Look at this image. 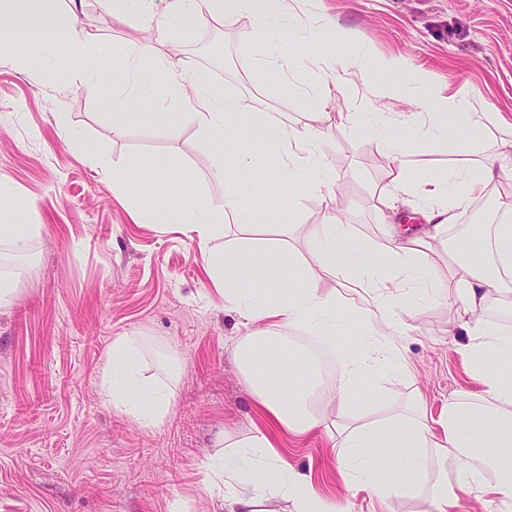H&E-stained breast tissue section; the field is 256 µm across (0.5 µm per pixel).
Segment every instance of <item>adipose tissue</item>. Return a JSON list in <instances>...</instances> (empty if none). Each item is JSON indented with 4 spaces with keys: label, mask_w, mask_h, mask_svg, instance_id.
Instances as JSON below:
<instances>
[{
    "label": "adipose tissue",
    "mask_w": 512,
    "mask_h": 512,
    "mask_svg": "<svg viewBox=\"0 0 512 512\" xmlns=\"http://www.w3.org/2000/svg\"><path fill=\"white\" fill-rule=\"evenodd\" d=\"M149 0H106L116 24L137 19L147 32L146 43L128 46L119 63L130 80H138L142 58H149L154 72L165 78L181 109L169 111L156 101L148 112L126 111L117 99L112 119L113 138H123L132 124L166 123L171 130L190 125L214 140L210 179L222 185L219 204L200 198L184 212L186 229L202 251L209 254V275L223 296L226 308L250 322L234 348L255 410L262 425L239 436L224 432L217 446L227 448L224 465L215 471V482L224 486V512H271V501L286 502L289 512H339L335 503L321 496L310 476L297 472L278 448L282 436L303 438L326 435L338 448L337 475L348 488L365 491L380 504L402 495H421L427 512H459L461 494H468L495 512H512V327H491L484 316L489 305L512 313V204L507 217L483 227V240L466 260L449 267L447 279L438 278L431 259L446 248L449 231L462 208L485 195L495 181L512 180V122L497 112H474L469 93L458 89L439 97L440 112L459 113L461 121L444 126L436 121L418 125L410 112H378L371 133L389 162L391 184L381 198L382 236L377 245L359 243L350 225L337 218L307 225L306 241H320L306 266H298L290 248V226L282 224L276 236L258 240L252 251L253 277L240 284L224 269V258L211 253L210 242L221 229L225 214L240 213L248 194L243 182L231 179L230 169L249 168L251 156L237 154L231 132L247 129L254 140L275 145L276 164L295 192L335 200V181L320 157L331 115L327 106L333 95L324 86L310 97V119L301 126L270 121L266 113L247 109L240 98L218 93L194 70L177 69L166 47L173 35L208 25L221 18L230 22L250 15L262 28L291 18L286 0H168L164 13H154ZM70 20L55 10L38 6L37 0H0V46L16 39L42 47L75 38ZM414 126L420 141H436L451 153L463 155L472 147L473 132L495 126L501 139L488 157L482 175L459 168L413 183L404 173V143L393 141L390 124ZM406 194L422 203L425 226L408 235L396 224V201ZM43 227L35 205L17 202L0 192V247L24 253ZM385 257L383 272H376L378 257ZM296 267L295 282H273V267ZM361 288V313L349 329L351 341L375 339L373 354L344 363L345 372L330 390L335 415L310 405L309 396L320 390L317 360H308L303 376H295L287 358L276 353L275 329L299 326L335 338L342 320L338 308L347 284ZM422 294L424 305L408 308V294ZM434 302L446 303L449 328H463L468 336L461 354L477 391L449 396L439 414H432L422 400L404 406L386 419L363 425L354 416L361 400L356 384L379 368L407 374L409 367L397 352L396 342L410 335L415 323ZM503 368L490 370L488 356ZM103 396L142 425H160L169 415L171 394L165 383H145L139 362L137 337L124 335L112 341V360L103 370Z\"/></svg>",
    "instance_id": "1"
}]
</instances>
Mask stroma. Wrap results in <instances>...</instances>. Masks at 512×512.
<instances>
[{
	"mask_svg": "<svg viewBox=\"0 0 512 512\" xmlns=\"http://www.w3.org/2000/svg\"><path fill=\"white\" fill-rule=\"evenodd\" d=\"M91 6L83 0L72 18L81 38L69 50L81 65L68 85L59 84L56 63L21 70L16 49L0 48V188L35 202L44 222L12 300L0 305V512H221L220 490L208 480L210 467L224 463L215 440L224 431L246 433L258 416L232 352L243 319L225 310L206 254L183 227L185 202L222 196L209 177L213 146L191 126L134 124L113 139L112 89L123 82L113 54L145 34L134 22L114 26L102 11L89 17ZM306 9V21L335 22L334 41L306 40L304 21L291 20L281 34L241 15L178 36L172 54L217 90L292 125L305 122L307 96L328 78L324 59L342 72L329 112L365 95L373 70L350 66L365 55L406 58L409 68L395 81L416 96L370 111L427 114L438 95L463 87L474 111L512 120V0H309ZM269 51L288 56L289 71L252 70ZM421 71L427 80H417ZM91 83L97 92L88 91ZM389 134L411 142L403 164L412 175L459 165L478 172L500 136L482 130L461 159L439 143L413 145L406 126L391 125ZM237 139L259 163L246 173L256 192L226 224H257L268 236L280 224L327 221L326 201L290 193L276 176L272 146L243 131ZM323 154L345 202L343 223L361 241H378L390 179L376 139L366 124L334 120ZM126 163L135 175L121 201L107 173ZM150 179L168 204L158 222L139 223L135 212L154 205L143 192ZM417 325L400 342L410 375L383 370L359 382L369 417L415 394L437 412L450 394L475 390L459 353L467 336L449 330L447 306L433 305ZM125 334L139 337L146 375H158L164 359L180 367L172 411L158 426L139 425L101 395L112 341ZM284 448L324 496L349 512H372L365 494L338 479L326 437Z\"/></svg>",
	"mask_w": 512,
	"mask_h": 512,
	"instance_id": "obj_1",
	"label": "stroma"
}]
</instances>
